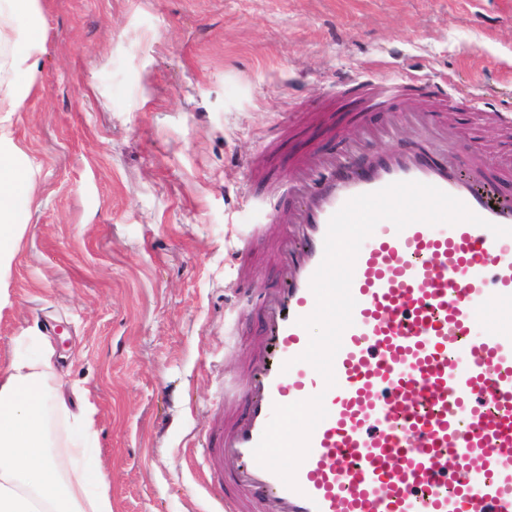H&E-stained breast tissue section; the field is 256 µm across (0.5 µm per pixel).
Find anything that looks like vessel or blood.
<instances>
[{
	"mask_svg": "<svg viewBox=\"0 0 512 512\" xmlns=\"http://www.w3.org/2000/svg\"><path fill=\"white\" fill-rule=\"evenodd\" d=\"M417 94L473 96L448 78L353 77L297 120L338 136L337 113L358 120ZM277 147L269 142L251 160V179L268 176ZM465 150L460 143L441 156L414 141L366 160L347 152L328 161L310 148L289 165L305 181L296 211L279 215L267 201H249L262 222L239 238L233 263L269 241L285 272L262 304L253 372L224 386L243 397L244 414L197 440L210 479L226 476L234 487L219 497L221 512H512V236L489 229L512 227V199L468 173ZM399 181L436 186L486 224L378 223L355 260L353 323L326 387L300 359L309 333L299 320L315 308L310 281L328 222L350 198ZM317 395L327 415L293 490L253 450L274 406Z\"/></svg>",
	"mask_w": 512,
	"mask_h": 512,
	"instance_id": "b4317fda",
	"label": "vessel or blood"
}]
</instances>
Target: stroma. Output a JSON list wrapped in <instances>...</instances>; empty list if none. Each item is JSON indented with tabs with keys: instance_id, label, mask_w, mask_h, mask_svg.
<instances>
[{
	"instance_id": "1",
	"label": "stroma",
	"mask_w": 512,
	"mask_h": 512,
	"mask_svg": "<svg viewBox=\"0 0 512 512\" xmlns=\"http://www.w3.org/2000/svg\"><path fill=\"white\" fill-rule=\"evenodd\" d=\"M37 89L11 118L38 166L36 204L0 312V371L53 352L57 373L98 409L91 465L112 484L113 512H214L193 453L224 421V382L255 358L256 311L224 342V295L265 294L283 273L274 249L233 266L257 216L244 189L290 210L291 152L320 140L301 126L272 175L247 164L275 126L321 103L340 80L375 71L469 83L439 148L475 137L490 175L512 128V0H41ZM383 112L345 128L335 153L394 150L417 127L387 131Z\"/></svg>"
}]
</instances>
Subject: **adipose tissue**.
<instances>
[{"instance_id": "obj_1", "label": "adipose tissue", "mask_w": 512, "mask_h": 512, "mask_svg": "<svg viewBox=\"0 0 512 512\" xmlns=\"http://www.w3.org/2000/svg\"><path fill=\"white\" fill-rule=\"evenodd\" d=\"M42 28L40 0H0V311L37 172L8 121L36 90ZM64 390L48 350L0 372V512H112L111 483L88 467L97 408Z\"/></svg>"}]
</instances>
